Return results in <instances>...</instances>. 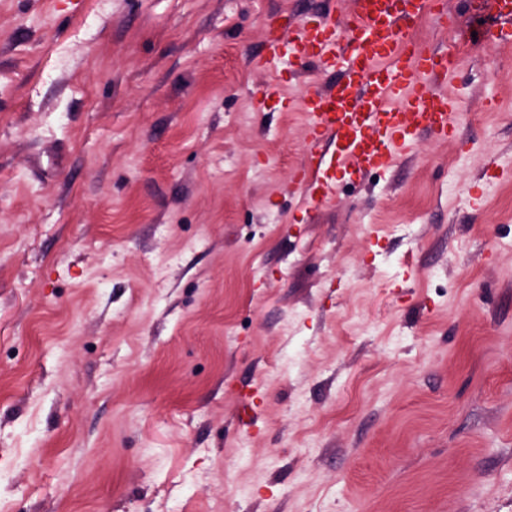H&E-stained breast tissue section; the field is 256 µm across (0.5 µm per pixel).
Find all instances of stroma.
Wrapping results in <instances>:
<instances>
[{
    "instance_id": "1",
    "label": "stroma",
    "mask_w": 512,
    "mask_h": 512,
    "mask_svg": "<svg viewBox=\"0 0 512 512\" xmlns=\"http://www.w3.org/2000/svg\"><path fill=\"white\" fill-rule=\"evenodd\" d=\"M350 8L0 0V512H512V43L439 0L454 137L308 211L253 62Z\"/></svg>"
}]
</instances>
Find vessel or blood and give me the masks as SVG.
Wrapping results in <instances>:
<instances>
[{"label":"vessel or blood","instance_id":"1","mask_svg":"<svg viewBox=\"0 0 512 512\" xmlns=\"http://www.w3.org/2000/svg\"><path fill=\"white\" fill-rule=\"evenodd\" d=\"M465 7L484 12L489 24L512 23V0H465ZM429 10L430 0H352L350 23L331 12L309 17L291 36L270 32L257 68L292 56L338 71L302 100L309 150L294 182L305 209L335 202L337 173L389 168L422 134L447 140L457 120V102L443 88L448 65L413 50L407 36Z\"/></svg>","mask_w":512,"mask_h":512}]
</instances>
